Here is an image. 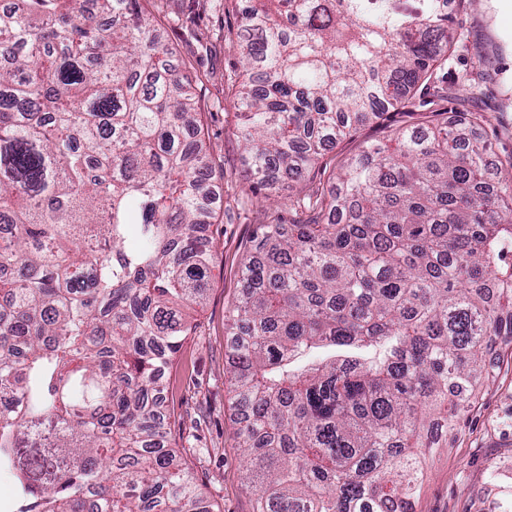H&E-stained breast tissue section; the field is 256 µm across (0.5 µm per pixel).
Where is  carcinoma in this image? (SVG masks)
Instances as JSON below:
<instances>
[{
    "label": "carcinoma",
    "instance_id": "cac0c4a2",
    "mask_svg": "<svg viewBox=\"0 0 512 512\" xmlns=\"http://www.w3.org/2000/svg\"><path fill=\"white\" fill-rule=\"evenodd\" d=\"M142 0L0 12V466L17 512H214L158 381L207 294L217 210L191 80ZM227 100L251 174L288 183L228 311L253 512H399L512 336V158L425 106L448 0H244ZM396 142L390 148L387 142ZM141 241L125 248L127 237ZM382 135H383L382 131L377 129L376 126L366 127L364 129L360 130L359 135L355 139H353V140L345 139V140L339 142L333 148V150H331L327 154L326 158L328 160H331V167H332V165L335 164V158H334L335 156H336V162L341 158L349 157L357 152L362 141L378 138L379 136L381 137Z\"/></svg>",
    "mask_w": 512,
    "mask_h": 512
}]
</instances>
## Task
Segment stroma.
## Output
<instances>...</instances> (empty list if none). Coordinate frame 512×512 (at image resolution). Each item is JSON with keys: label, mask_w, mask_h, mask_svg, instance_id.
<instances>
[{"label": "stroma", "mask_w": 512, "mask_h": 512, "mask_svg": "<svg viewBox=\"0 0 512 512\" xmlns=\"http://www.w3.org/2000/svg\"><path fill=\"white\" fill-rule=\"evenodd\" d=\"M172 67L191 72L213 147L211 181L222 214L208 229L214 253L210 287L191 314L192 329L163 385L172 433L187 464L206 485L218 512H253L243 482V452L227 370L233 341L230 304L240 293V262L259 225L288 215V194L254 192L243 159L241 121L226 101L242 70L227 34L239 24L242 0H151ZM457 42L437 73L443 82L473 71L480 87L465 104L435 99L433 108L483 113L492 157H512V0H459ZM426 469L415 512H512V339L495 355V378L439 447L425 449Z\"/></svg>", "instance_id": "35a3bbf8"}]
</instances>
